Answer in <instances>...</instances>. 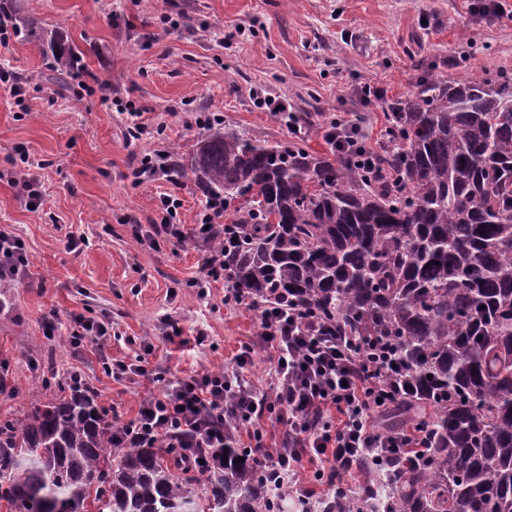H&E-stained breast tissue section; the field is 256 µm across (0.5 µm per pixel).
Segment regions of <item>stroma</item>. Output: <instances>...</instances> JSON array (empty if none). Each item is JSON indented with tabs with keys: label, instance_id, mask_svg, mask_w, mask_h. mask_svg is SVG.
<instances>
[{
	"label": "stroma",
	"instance_id": "stroma-1",
	"mask_svg": "<svg viewBox=\"0 0 512 512\" xmlns=\"http://www.w3.org/2000/svg\"><path fill=\"white\" fill-rule=\"evenodd\" d=\"M482 3L16 0L25 28L0 45V69L25 83L26 98L0 84V226L24 240L31 277L11 289L12 313L0 317V364L8 368L0 416L27 410L43 380L64 387L77 371L123 424L145 393L163 386L112 379L104 357H145L164 381L231 363L261 321L251 307L225 303L223 281L202 299L188 286L209 251L198 237L200 190L185 181L137 184L131 170L158 149L191 152L200 112L262 142L285 139L286 126L257 107L258 94L317 123L362 116L367 143L379 141L388 101L413 91L421 76L512 75V0L500 15L483 14ZM54 30L80 51V74L111 83L113 99L141 110L148 129L140 140L128 142L126 115L51 81L46 35ZM230 32L235 38L224 44ZM369 86L384 89L385 100L365 96ZM22 151L39 166L44 204L35 211L6 180ZM165 193L182 203L185 246H153L132 232L153 223ZM72 234L85 239L76 253L67 247ZM76 314L108 325L106 346H71Z\"/></svg>",
	"mask_w": 512,
	"mask_h": 512
}]
</instances>
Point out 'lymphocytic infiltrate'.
Masks as SVG:
<instances>
[{
  "label": "lymphocytic infiltrate",
  "mask_w": 512,
  "mask_h": 512,
  "mask_svg": "<svg viewBox=\"0 0 512 512\" xmlns=\"http://www.w3.org/2000/svg\"><path fill=\"white\" fill-rule=\"evenodd\" d=\"M159 220L151 224V242L185 244L179 218L180 201L160 199ZM25 242L0 228V288L23 283L30 276ZM263 330L256 344L244 345L233 366L180 379L140 402L136 419L120 426L117 445L127 448L159 444L179 451L192 462L212 468L227 447L249 444L268 466L282 465L295 479L304 461L317 460L318 481L330 483L351 469L365 449L381 451L384 460L412 458L422 451L420 428L403 427L382 434L376 419L397 398L387 381L390 363L364 359L374 350L370 336L337 338L311 323L298 324L290 314L271 307L259 311ZM275 361V379L268 393L256 394L244 378L255 348ZM275 415L284 430L279 447L265 443L264 418ZM248 436H241L243 425Z\"/></svg>",
  "instance_id": "1"
}]
</instances>
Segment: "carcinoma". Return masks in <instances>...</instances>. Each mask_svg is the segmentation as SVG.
<instances>
[{"label": "carcinoma", "instance_id": "1", "mask_svg": "<svg viewBox=\"0 0 512 512\" xmlns=\"http://www.w3.org/2000/svg\"><path fill=\"white\" fill-rule=\"evenodd\" d=\"M54 71L77 51L51 36ZM392 144L376 165L355 151L312 153L293 136L261 144L210 126L171 173L224 203L206 240L224 281L254 306L285 296L337 336L392 341L390 381L415 394L421 461H401L384 512H512V78L430 74L391 106ZM0 418V501L10 512H288L243 448L197 477L159 446L117 448L112 423L77 385ZM356 494L310 512H376L372 455Z\"/></svg>", "mask_w": 512, "mask_h": 512}]
</instances>
